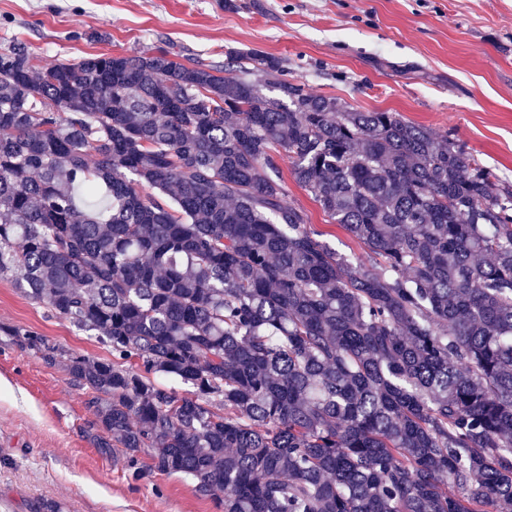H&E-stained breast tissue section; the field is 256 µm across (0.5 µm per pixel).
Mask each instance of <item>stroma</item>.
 Instances as JSON below:
<instances>
[{"mask_svg":"<svg viewBox=\"0 0 512 512\" xmlns=\"http://www.w3.org/2000/svg\"><path fill=\"white\" fill-rule=\"evenodd\" d=\"M40 65L171 49L219 65L228 49L281 58L288 79L363 110L390 111L462 144L512 187V0H0V51ZM276 161L286 201L338 254L363 247ZM0 324L91 359L109 352L0 276ZM93 392L0 336V512H218L177 474L139 481L99 453Z\"/></svg>","mask_w":512,"mask_h":512,"instance_id":"35a3bbf8","label":"stroma"}]
</instances>
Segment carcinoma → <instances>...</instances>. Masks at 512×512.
<instances>
[{
  "mask_svg": "<svg viewBox=\"0 0 512 512\" xmlns=\"http://www.w3.org/2000/svg\"><path fill=\"white\" fill-rule=\"evenodd\" d=\"M280 150L369 260L285 203ZM495 180L261 50L43 68L17 43L0 275L112 358L0 333L96 393L93 445L129 478L180 474L219 512H512V191Z\"/></svg>",
  "mask_w": 512,
  "mask_h": 512,
  "instance_id": "1",
  "label": "carcinoma"
}]
</instances>
